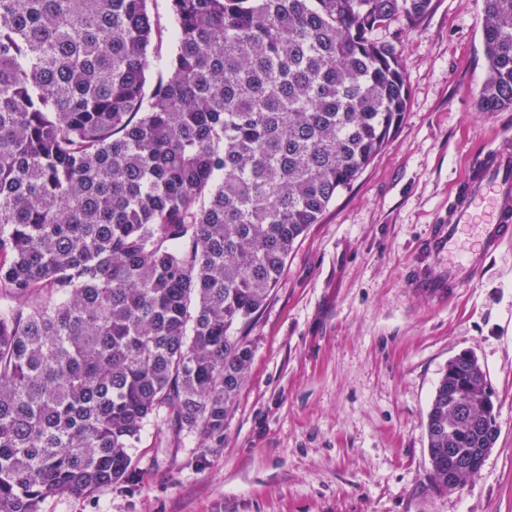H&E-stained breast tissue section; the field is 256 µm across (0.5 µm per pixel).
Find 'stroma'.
<instances>
[{"label": "stroma", "mask_w": 512, "mask_h": 512, "mask_svg": "<svg viewBox=\"0 0 512 512\" xmlns=\"http://www.w3.org/2000/svg\"><path fill=\"white\" fill-rule=\"evenodd\" d=\"M392 45L407 108L381 151L296 241L268 300L240 328L252 350L223 436L145 426L136 479L44 512H512V242L456 299L425 295L427 251L453 183L512 134V110L478 108L486 74L481 0H432ZM472 352L498 406L479 473L448 491L430 477L425 423L448 361Z\"/></svg>", "instance_id": "obj_1"}]
</instances>
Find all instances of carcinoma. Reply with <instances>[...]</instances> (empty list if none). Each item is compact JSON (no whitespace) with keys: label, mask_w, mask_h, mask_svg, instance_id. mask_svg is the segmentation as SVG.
Instances as JSON below:
<instances>
[{"label":"carcinoma","mask_w":512,"mask_h":512,"mask_svg":"<svg viewBox=\"0 0 512 512\" xmlns=\"http://www.w3.org/2000/svg\"><path fill=\"white\" fill-rule=\"evenodd\" d=\"M0 0V512L130 483L161 420L224 434L252 350L237 335L294 243L407 105L394 48L431 0ZM478 106L512 109V0H482ZM443 373L425 424L495 443L485 371Z\"/></svg>","instance_id":"1"}]
</instances>
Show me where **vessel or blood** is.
Wrapping results in <instances>:
<instances>
[{"instance_id": "vessel-or-blood-1", "label": "vessel or blood", "mask_w": 512, "mask_h": 512, "mask_svg": "<svg viewBox=\"0 0 512 512\" xmlns=\"http://www.w3.org/2000/svg\"><path fill=\"white\" fill-rule=\"evenodd\" d=\"M512 240V138L483 150L456 184L448 207L446 232L432 239L434 253H447L448 279L423 276L418 288H447L456 294L481 275L488 259Z\"/></svg>"}]
</instances>
